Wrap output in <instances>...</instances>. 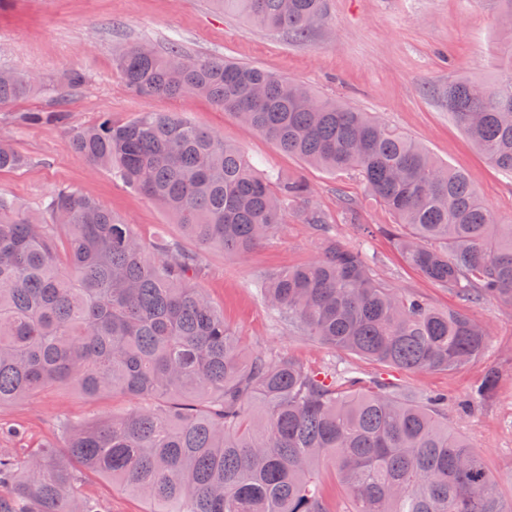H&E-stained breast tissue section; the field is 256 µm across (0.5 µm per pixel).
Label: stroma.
I'll list each match as a JSON object with an SVG mask.
<instances>
[{"instance_id":"35a3bbf8","label":"stroma","mask_w":512,"mask_h":512,"mask_svg":"<svg viewBox=\"0 0 512 512\" xmlns=\"http://www.w3.org/2000/svg\"><path fill=\"white\" fill-rule=\"evenodd\" d=\"M326 6L327 23L301 41L249 25L216 8L213 0H11L0 10V70L34 76L41 86L0 105V139L28 160L20 169L0 172V196L43 219L50 197L73 187L132 225L147 246L163 238L183 239L181 227L158 204L114 172L88 166L72 149L75 128L105 115L125 122L147 111L182 113L242 148L260 171L305 179L334 235L366 252L378 281L436 308L464 310L490 333L484 352L454 371L405 372L331 352L281 321L266 306L258 282L312 261L319 251L314 231L292 213L247 261L226 258L218 248L203 250L200 285L247 350L285 352L312 369L347 367L364 379L380 378L419 396L446 395L449 428L479 450L503 501L510 503L512 309L493 300L463 304L409 266L385 233L393 216L357 176L308 166L206 99L135 95L115 67L116 54L129 45L147 44L162 53L175 43L188 56H221L302 82L422 143L467 174L498 223L512 222V178L477 152L449 117L442 95L456 75L484 76L497 65L503 41L496 0H326ZM71 70L84 74L83 85L67 86ZM25 112H61L66 119L30 126L20 121ZM349 203L357 214L353 223L345 214ZM492 369L499 374L494 393L468 403L471 388ZM134 406L128 397H91L71 385L56 386L0 407V428L6 431L0 452L23 458L40 443L62 444L63 424L120 415ZM80 492L103 512L147 509L140 497L92 473L82 475Z\"/></svg>"}]
</instances>
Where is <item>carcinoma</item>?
Returning a JSON list of instances; mask_svg holds the SVG:
<instances>
[{"instance_id":"1","label":"carcinoma","mask_w":512,"mask_h":512,"mask_svg":"<svg viewBox=\"0 0 512 512\" xmlns=\"http://www.w3.org/2000/svg\"><path fill=\"white\" fill-rule=\"evenodd\" d=\"M297 40L326 21L323 0H215ZM142 97L192 94L282 151L357 175L394 218L406 262L464 302L512 307V224H497L460 170L368 112L222 57L133 44L116 58ZM0 79V104L38 87ZM448 112L484 158L512 176V41L484 77L448 81ZM75 154L168 212L199 248L246 260L292 210L320 241L313 261L261 287L279 317L334 351L410 372L455 370L488 331L374 278L366 255L332 234L309 184L261 173L245 152L175 112L105 117L73 132ZM26 163L0 141V171ZM38 222L0 196V407L59 384L140 405L74 426L64 444L0 456V512H100L75 493L82 471L147 500V512H331L320 468L345 490L343 512H512L479 451L448 427L444 401H412L349 369L312 371L286 354L248 352L197 282L199 255L147 247L92 197L58 190ZM488 372L469 401L486 400Z\"/></svg>"}]
</instances>
